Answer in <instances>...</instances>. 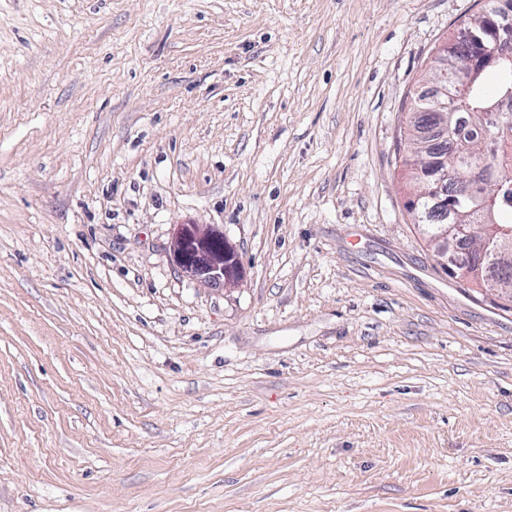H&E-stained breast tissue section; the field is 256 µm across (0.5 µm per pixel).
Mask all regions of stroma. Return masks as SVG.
I'll list each match as a JSON object with an SVG mask.
<instances>
[{
	"label": "stroma",
	"mask_w": 512,
	"mask_h": 512,
	"mask_svg": "<svg viewBox=\"0 0 512 512\" xmlns=\"http://www.w3.org/2000/svg\"><path fill=\"white\" fill-rule=\"evenodd\" d=\"M480 10L0 0V512H512V310L434 263L397 146ZM172 258L181 273L208 288L231 287L245 273L224 230L211 224L177 225Z\"/></svg>",
	"instance_id": "35a3bbf8"
}]
</instances>
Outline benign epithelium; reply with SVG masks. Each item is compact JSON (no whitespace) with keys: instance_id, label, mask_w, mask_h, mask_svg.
Returning <instances> with one entry per match:
<instances>
[{"instance_id":"obj_1","label":"benign epithelium","mask_w":512,"mask_h":512,"mask_svg":"<svg viewBox=\"0 0 512 512\" xmlns=\"http://www.w3.org/2000/svg\"><path fill=\"white\" fill-rule=\"evenodd\" d=\"M469 44L464 62L473 75L496 65L501 60H512V5L505 0L500 15H482L480 22L462 30ZM456 41L443 44L435 53L436 67L447 75L448 65L456 64L453 48ZM512 110V92L497 97L486 108L489 126L496 129ZM497 148L487 151L489 159L483 163L467 165L470 173L468 191L484 194L487 186L498 179L496 165L491 156ZM423 183L436 197L445 193L448 171L436 172L430 167L419 170ZM472 236L470 224H444L437 238L439 247L434 253L440 265L462 269L466 281L468 269L473 264L469 255L458 251ZM172 258L181 273L208 288H226L235 285L244 275V265L234 245L224 235V230L211 224H179L172 242ZM481 260L503 265L512 261V228L496 227L488 235L483 247Z\"/></svg>"}]
</instances>
